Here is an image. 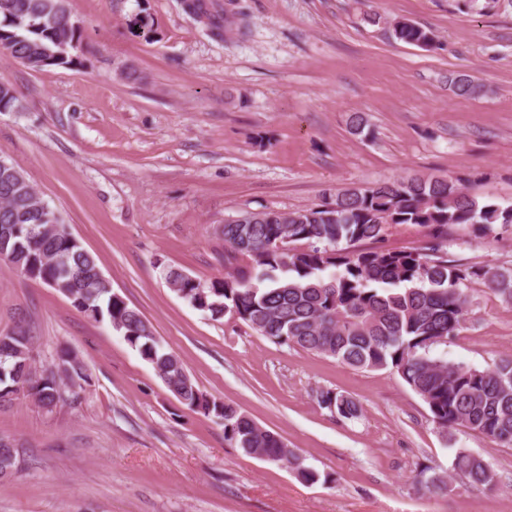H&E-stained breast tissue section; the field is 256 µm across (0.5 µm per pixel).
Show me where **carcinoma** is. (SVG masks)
I'll return each instance as SVG.
<instances>
[{"label":"carcinoma","instance_id":"obj_1","mask_svg":"<svg viewBox=\"0 0 512 512\" xmlns=\"http://www.w3.org/2000/svg\"><path fill=\"white\" fill-rule=\"evenodd\" d=\"M183 6L194 19L208 20L216 36L237 24L231 9L219 22L208 0H183ZM394 36L422 48L434 43L430 30L408 21L396 23ZM81 37L82 27L65 16L60 0H0V42L33 70L42 60L75 64L72 50ZM18 109L13 86L0 78V112ZM37 206L29 178L11 163L1 167L0 251L12 256L21 275L53 281L78 310L95 321L108 320L183 406L223 424L224 439L243 454L290 469L307 483L320 480L280 435L236 405L205 396L143 314L97 276L95 257L61 220H43ZM497 224H512V206L480 202L450 176L327 189L315 208L247 212L224 225V277L203 283L172 267L164 277L180 284L182 299L214 321L228 315L273 342L355 369L391 368L421 397L443 433L468 430L511 447L512 358L481 370L434 354L437 344L460 329L470 284L480 282L512 301V269L448 260V230L475 226L487 234ZM400 225L423 229L422 245L386 247L389 229ZM342 242L346 247H339ZM32 347L23 325L0 335V405L23 386L49 413L77 401L91 381L84 361L62 350L57 358L66 378L51 370L31 377L25 362ZM318 400L347 420L361 414L358 403L342 394L321 391ZM6 465L18 469V449L0 443V470ZM451 471L472 486L491 490L497 484L490 464L465 448L456 450ZM418 482L429 491L448 488L442 476L424 470Z\"/></svg>","mask_w":512,"mask_h":512}]
</instances>
